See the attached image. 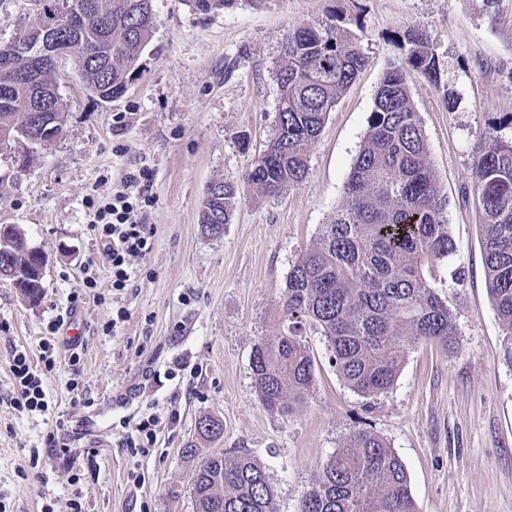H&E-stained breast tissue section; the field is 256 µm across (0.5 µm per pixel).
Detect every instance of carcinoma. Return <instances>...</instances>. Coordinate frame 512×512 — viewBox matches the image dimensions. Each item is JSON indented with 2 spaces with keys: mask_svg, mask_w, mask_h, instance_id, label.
I'll list each match as a JSON object with an SVG mask.
<instances>
[{
  "mask_svg": "<svg viewBox=\"0 0 512 512\" xmlns=\"http://www.w3.org/2000/svg\"><path fill=\"white\" fill-rule=\"evenodd\" d=\"M202 14L236 0H188ZM94 10L86 11V5ZM27 23L56 24L59 43L80 54L77 67L86 87L103 101L123 95L154 28L153 0H34ZM400 65L375 91L368 132L344 184V200L288 274L282 300L287 327L258 343L252 354L257 396L269 411L288 413L291 401L309 391L314 360L299 330L313 324L326 336L332 362L344 382L362 396H377L398 377L411 339L453 342L456 330L448 305L433 287L439 264L452 256L447 197L439 186L419 113L411 103L406 73L437 79L436 58L424 35L410 37ZM39 36L27 39L20 66L16 40L0 43V153L15 140L34 136L44 146L63 131L61 99H51L48 129L28 125L37 91L57 90L55 68L39 66L38 83L22 76L37 63ZM365 64L356 45L334 24L297 26L289 31L279 60L280 89L275 131L246 172L247 186L276 195L303 181L308 153L340 96ZM482 228L486 283L512 365V138L490 134L472 186ZM235 187L209 183L198 223L213 235L224 229ZM0 250V274H23L18 290L37 302L44 288L41 259L26 232L8 225ZM199 436L214 440L224 423L212 416L196 422ZM191 494L194 512H276L270 479L247 454L200 453ZM298 512H417L407 471L378 435L359 430L321 467L300 499Z\"/></svg>",
  "mask_w": 512,
  "mask_h": 512,
  "instance_id": "cac0c4a2",
  "label": "carcinoma"
}]
</instances>
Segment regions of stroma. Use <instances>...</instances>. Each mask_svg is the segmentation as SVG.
I'll return each mask as SVG.
<instances>
[{
    "label": "stroma",
    "mask_w": 512,
    "mask_h": 512,
    "mask_svg": "<svg viewBox=\"0 0 512 512\" xmlns=\"http://www.w3.org/2000/svg\"><path fill=\"white\" fill-rule=\"evenodd\" d=\"M153 6V36L126 93L100 101L74 63H60L63 132L0 186V224L20 225L48 256L39 303L0 281V512H70L75 500L82 512H194V463L184 450L205 415L224 423L214 449L265 467L277 512H297L325 460L361 429L401 459L418 512H512V366L486 288L472 192L485 134L512 136V0H237L207 16L187 0ZM328 22L349 32L366 65L312 145L307 177L279 195L256 194L243 176L274 133L283 41L293 26ZM416 32L437 61V81L410 71L406 82L448 198L456 251L434 287L456 342L410 343L394 385L366 398L337 373L326 338L303 327L312 386L290 414L268 411L252 351L281 329L288 272L342 204L375 91ZM144 166L153 248L122 294L101 278V304L83 285L101 251L89 203ZM214 180L237 189L218 237L198 222ZM75 294L81 360L70 365L59 342L45 380L48 411L17 413L11 352L39 358L48 322ZM180 360L196 375L170 378ZM173 409L180 417L162 424L153 452L126 447V422ZM50 434L56 447L46 445Z\"/></svg>",
    "instance_id": "1"
}]
</instances>
